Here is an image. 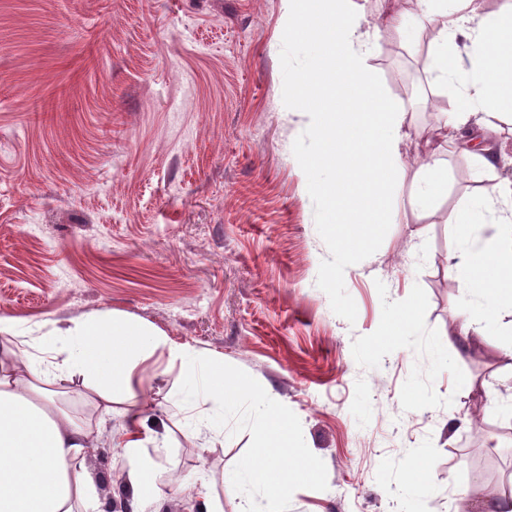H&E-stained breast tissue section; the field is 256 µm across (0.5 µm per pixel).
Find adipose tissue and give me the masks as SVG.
<instances>
[{"label": "adipose tissue", "mask_w": 512, "mask_h": 512, "mask_svg": "<svg viewBox=\"0 0 512 512\" xmlns=\"http://www.w3.org/2000/svg\"><path fill=\"white\" fill-rule=\"evenodd\" d=\"M384 2L404 43L418 45L436 30L425 71L431 85L451 92L436 138L410 164L403 160L410 113L384 93L367 64L377 33L364 29L357 0H288L289 38L316 48L306 68L288 72V107L311 113L315 123L318 146L307 167L336 170L324 190L323 221L343 238L368 224L419 223L448 196L442 154L471 128L495 134L512 124V0L490 12L481 0H419L414 14L397 11L398 0ZM466 154L480 189L445 222L454 245L448 272L471 292L454 316L453 334L473 349L500 312L512 310V178H496L494 146L482 143ZM38 331L29 336L15 318L0 316V512H89L96 480L84 462L103 426L62 405L74 381L96 411L125 416L115 446L129 464V508L144 512L141 486L152 462L143 450L165 441L132 404L140 362L161 351L180 379L207 384L206 409L183 428L188 439L209 447L224 433L228 394L249 393L255 436L269 452L290 451L288 440L271 438L286 420L277 397L227 378L223 360L204 349L168 345L157 327L111 310L47 321ZM288 488L287 470L272 462L224 476L225 491L243 501L240 512H281Z\"/></svg>", "instance_id": "1"}]
</instances>
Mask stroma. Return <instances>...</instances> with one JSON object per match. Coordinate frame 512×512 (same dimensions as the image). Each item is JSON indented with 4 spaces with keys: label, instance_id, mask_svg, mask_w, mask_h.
Masks as SVG:
<instances>
[{
    "label": "stroma",
    "instance_id": "35a3bbf8",
    "mask_svg": "<svg viewBox=\"0 0 512 512\" xmlns=\"http://www.w3.org/2000/svg\"><path fill=\"white\" fill-rule=\"evenodd\" d=\"M286 0H0V315L22 326L112 309L168 343L223 355L227 376L277 395L296 445L288 512H403L418 455L430 512H467L464 491L512 477V314L478 349L448 347L467 292L448 274L447 207L421 224L365 231L347 251L322 222L308 113L288 109ZM434 45L389 25L368 64L413 106L404 153L437 134L416 86ZM414 325L392 342L396 312ZM164 360L137 399L168 445L149 449L145 512H195L207 480L224 512L225 470L260 462L249 398L208 451L186 440L187 390ZM486 392H467L468 382ZM107 421L85 466L94 512H124L126 462Z\"/></svg>",
    "mask_w": 512,
    "mask_h": 512
}]
</instances>
